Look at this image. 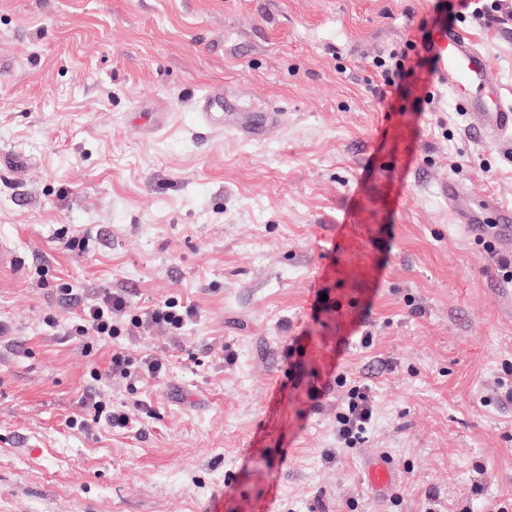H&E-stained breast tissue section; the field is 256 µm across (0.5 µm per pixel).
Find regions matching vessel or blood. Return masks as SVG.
Returning a JSON list of instances; mask_svg holds the SVG:
<instances>
[{"label":"vessel or blood","instance_id":"obj_1","mask_svg":"<svg viewBox=\"0 0 512 512\" xmlns=\"http://www.w3.org/2000/svg\"><path fill=\"white\" fill-rule=\"evenodd\" d=\"M422 51L433 62L434 84L456 101L473 132L490 143L512 136V101L504 98L501 85L491 81L490 59L469 36L456 26L442 22L435 27ZM201 117L207 124L233 128L251 139L260 138L278 121L277 114L252 111L220 91L205 100ZM441 193L449 204L457 206L460 223L483 225L492 218L501 227L512 226V206L496 204L488 211L461 208L462 188L453 179L442 184ZM366 470L368 481L379 496L392 495L396 485L394 470L384 456L371 457Z\"/></svg>","mask_w":512,"mask_h":512}]
</instances>
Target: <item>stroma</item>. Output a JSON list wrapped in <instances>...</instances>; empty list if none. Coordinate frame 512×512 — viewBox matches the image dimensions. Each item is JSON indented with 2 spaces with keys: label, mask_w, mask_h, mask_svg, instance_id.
<instances>
[{
  "label": "stroma",
  "mask_w": 512,
  "mask_h": 512,
  "mask_svg": "<svg viewBox=\"0 0 512 512\" xmlns=\"http://www.w3.org/2000/svg\"><path fill=\"white\" fill-rule=\"evenodd\" d=\"M0 0V512H512V245L440 185L512 205L430 64L372 60L443 19L512 99V0ZM278 113L215 130L216 89ZM141 112L165 120L140 127ZM191 308L76 336L83 304ZM159 377L106 378L113 351ZM372 420L339 438L353 390ZM125 414L127 428L108 417ZM388 452L395 495L373 494ZM409 48L391 49L373 60V65L381 76L384 85L398 88L401 82L413 72L408 49H415L414 44ZM178 305L175 302H165L144 316L134 315L130 318L126 328L127 336H140L153 324H164L172 331L181 330L187 318L192 313L191 309ZM366 470L368 481L379 496L392 495L396 485L394 470L384 456L371 457L366 463Z\"/></svg>",
  "instance_id": "stroma-1"
}]
</instances>
